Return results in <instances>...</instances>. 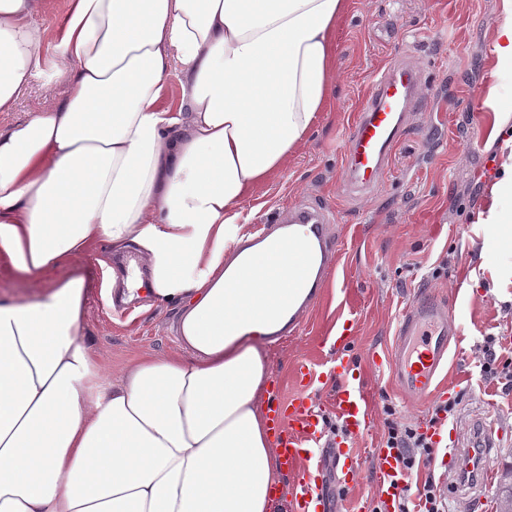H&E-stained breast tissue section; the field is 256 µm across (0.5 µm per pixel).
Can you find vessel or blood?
I'll list each match as a JSON object with an SVG mask.
<instances>
[{"mask_svg": "<svg viewBox=\"0 0 512 512\" xmlns=\"http://www.w3.org/2000/svg\"><path fill=\"white\" fill-rule=\"evenodd\" d=\"M420 73L408 61L395 60L376 78L370 99L353 123L345 141L343 162L350 185L357 190L376 187L388 167L395 145L404 137L407 117L419 105ZM270 223L303 225L315 257L314 284H321L336 261L333 245L326 236L332 221L328 209L301 205L270 216ZM451 315L449 309L433 301H417L402 314L388 358L396 385L411 395L432 393L440 385V373L448 361ZM337 382L333 407L348 433L358 434L371 424L369 401L363 385L353 376L343 358L328 367ZM301 391L286 406L273 408L272 422L280 432L279 457L294 484L289 492V512H318L314 493L312 446L324 436L320 415L307 389L311 383L308 365L297 371ZM378 494L381 501L392 500L401 488L400 470L392 450L379 454Z\"/></svg>", "mask_w": 512, "mask_h": 512, "instance_id": "obj_1", "label": "vessel or blood"}]
</instances>
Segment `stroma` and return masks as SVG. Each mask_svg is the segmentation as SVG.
I'll list each match as a JSON object with an SVG mask.
<instances>
[{"instance_id":"35a3bbf8","label":"stroma","mask_w":512,"mask_h":512,"mask_svg":"<svg viewBox=\"0 0 512 512\" xmlns=\"http://www.w3.org/2000/svg\"><path fill=\"white\" fill-rule=\"evenodd\" d=\"M499 24L500 0H349L336 31V76L326 109L287 166L257 186L248 202L256 210L254 226L262 216L299 203L329 206V231L341 240L337 271L322 283L296 330L266 348L276 403L287 404L298 392L296 371L305 363L317 378L309 390L313 405L333 415L336 380L325 369L339 352L363 378L371 427L347 441L360 455L359 473L351 489L341 490L332 460L316 458L319 512H371L387 402L424 427L436 400L459 399L456 423L439 428L442 440L479 443L482 421L495 422L498 435L486 462L499 473L512 468V395L483 377L475 357L490 333L500 339L498 356L512 363V285L495 287L486 276L479 286L470 284L473 269L496 255L477 218L487 186L500 173L494 155L505 147L484 105L494 72L512 70L494 52ZM399 57L419 67L424 99L410 114L381 183L365 192L350 190L344 182L346 136L377 72ZM67 89L66 76L56 77L50 95L42 78L34 77L14 109L0 112V126L50 107ZM103 252L96 247L71 263L86 284L83 329L100 367L115 373L137 354L176 351L171 326L178 303L141 313L132 303L109 305L101 296ZM420 295L450 306L461 341L450 350L439 397L409 399L389 366L373 365L370 357L390 353L406 306ZM340 317L351 325L341 348L330 339Z\"/></svg>"}]
</instances>
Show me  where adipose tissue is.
I'll return each instance as SVG.
<instances>
[{"mask_svg": "<svg viewBox=\"0 0 512 512\" xmlns=\"http://www.w3.org/2000/svg\"><path fill=\"white\" fill-rule=\"evenodd\" d=\"M348 0H0V112L53 37L69 90L0 128V261L50 277L0 300V512H271L269 334L308 291L305 227L241 248L252 191L305 141L329 95ZM177 111L161 101L173 72ZM480 222L512 283V155ZM103 293L178 302L177 351L102 375L71 262L97 244ZM136 249L118 275L110 256ZM43 2L40 13L35 16V22L51 35L67 10L68 0H44Z\"/></svg>", "mask_w": 512, "mask_h": 512, "instance_id": "adipose-tissue-1", "label": "adipose tissue"}]
</instances>
